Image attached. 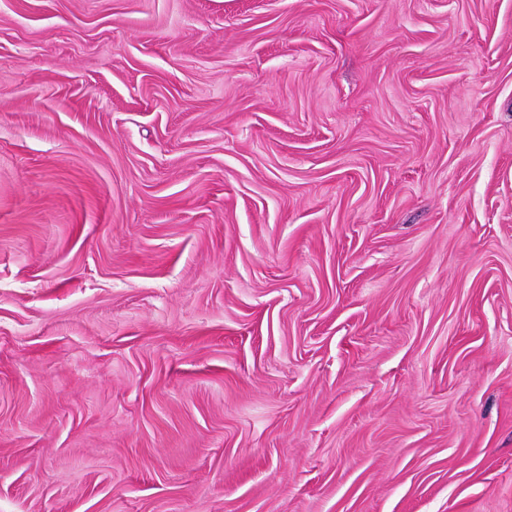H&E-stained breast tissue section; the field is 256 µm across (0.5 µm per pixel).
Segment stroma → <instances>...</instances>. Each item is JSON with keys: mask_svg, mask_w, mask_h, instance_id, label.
Wrapping results in <instances>:
<instances>
[{"mask_svg": "<svg viewBox=\"0 0 512 512\" xmlns=\"http://www.w3.org/2000/svg\"><path fill=\"white\" fill-rule=\"evenodd\" d=\"M0 512H512V0H0Z\"/></svg>", "mask_w": 512, "mask_h": 512, "instance_id": "1", "label": "stroma"}]
</instances>
